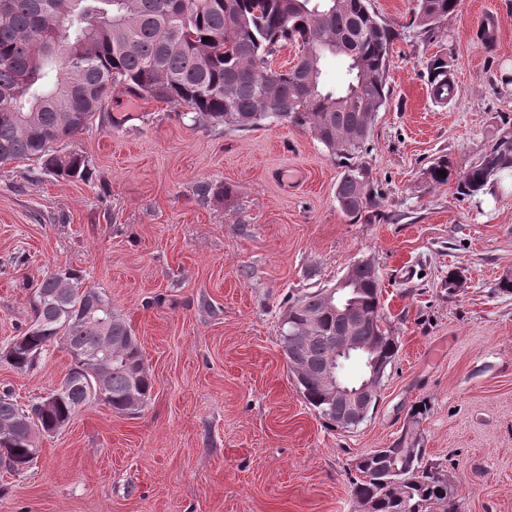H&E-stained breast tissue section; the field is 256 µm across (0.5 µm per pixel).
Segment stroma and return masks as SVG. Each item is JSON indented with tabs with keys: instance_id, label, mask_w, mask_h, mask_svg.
Here are the masks:
<instances>
[{
	"instance_id": "1",
	"label": "stroma",
	"mask_w": 512,
	"mask_h": 512,
	"mask_svg": "<svg viewBox=\"0 0 512 512\" xmlns=\"http://www.w3.org/2000/svg\"><path fill=\"white\" fill-rule=\"evenodd\" d=\"M371 6L392 30L391 95L360 158L389 221L341 212L342 169L310 132L197 127L124 93L113 124L59 145L90 159L89 182L0 164V351L32 320L31 285L74 270L130 323L154 383L136 417L93 403L37 437L26 474L0 473V512H364L354 462L405 426L459 512H512V188L467 197L426 174L441 155L477 161L512 127V0H462L432 30L414 0ZM437 56L460 81L449 101L430 92ZM360 259L400 349L374 412L344 431L296 388L279 323L289 295ZM71 364L52 344L29 371L1 364L0 389L25 402Z\"/></svg>"
}]
</instances>
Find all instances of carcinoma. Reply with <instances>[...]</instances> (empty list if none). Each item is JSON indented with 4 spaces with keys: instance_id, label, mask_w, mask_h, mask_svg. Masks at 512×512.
Segmentation results:
<instances>
[{
    "instance_id": "1",
    "label": "carcinoma",
    "mask_w": 512,
    "mask_h": 512,
    "mask_svg": "<svg viewBox=\"0 0 512 512\" xmlns=\"http://www.w3.org/2000/svg\"><path fill=\"white\" fill-rule=\"evenodd\" d=\"M460 5L415 0V21L433 28ZM392 44V31L370 0H0V164L33 159L56 180L90 181L89 158L78 150L61 153L55 145L75 139L97 119L112 122L105 103L117 89L185 106L195 126L250 131L286 122L310 131L342 165L336 184L340 210L380 221L383 196L358 154L390 96ZM287 45L297 50L295 63L285 70L270 67L269 58ZM328 56L346 63L340 91L321 83ZM511 172V127L465 169L455 171L446 156L427 169L437 185L456 178L458 193L466 196L495 192ZM343 279L341 300L365 320L355 335L372 348L355 358L360 373L346 378L356 384L366 378L369 360L391 366L399 346L384 328L375 264L359 259ZM329 292L322 287L288 297L280 317V336L292 332L309 339L303 357L317 365L333 357V342L349 335L351 326L350 316L329 304ZM92 308L107 321L109 338H99L86 322ZM33 312L32 323L43 326L21 331L31 335L29 341L8 346L1 360L26 372L57 341L69 349H98L107 376L100 403L118 414L142 411L153 383L134 330L103 293L85 287L73 271H57L34 289ZM289 369L305 402L336 424L341 408L313 371ZM88 375V367L72 358L63 381L68 391L49 411L35 404L27 410L10 391L0 392V429L19 420L28 425L5 453L15 474L37 460L33 437L77 412ZM355 471L351 492L365 512H458L455 487L413 434L362 455Z\"/></svg>"
}]
</instances>
